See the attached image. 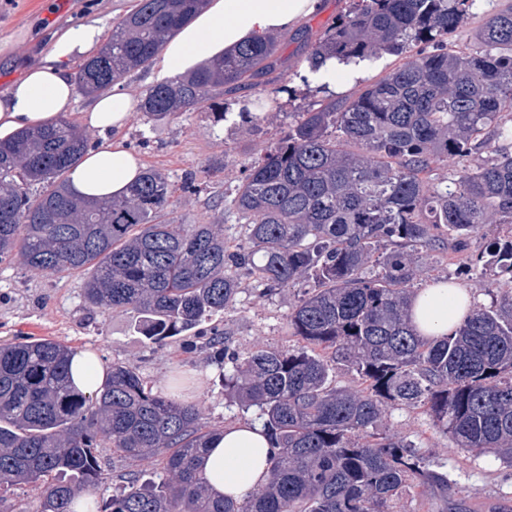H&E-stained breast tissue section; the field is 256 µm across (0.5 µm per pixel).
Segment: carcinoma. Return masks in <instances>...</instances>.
<instances>
[{
    "label": "carcinoma",
    "mask_w": 512,
    "mask_h": 512,
    "mask_svg": "<svg viewBox=\"0 0 512 512\" xmlns=\"http://www.w3.org/2000/svg\"><path fill=\"white\" fill-rule=\"evenodd\" d=\"M204 0H139L112 40L75 73L78 93L108 92L148 69ZM475 0H352L336 25L296 39L315 70L330 57L404 62L342 99L296 113L263 156L244 165L224 206L243 222L235 243L216 224L166 217L169 177L143 171L128 195L75 196L68 172L88 138L64 117L0 145V262L18 256L45 273L92 270L93 308L132 311L144 336H177L232 305L244 270L268 292L306 278L293 305L288 350L231 352L224 331L205 346L245 408L260 410L271 441L267 482L238 501L216 496L198 466L217 430L200 410L112 365L103 388L74 389L78 349L50 339L0 343V512L40 483L33 512H75L104 480V449L160 462L144 481L130 470L88 512H393L420 489L448 503V460L383 427L391 406L420 408L459 448L512 461V300L476 305L454 333L419 336L410 319L411 250L466 253V265L512 282V0L486 15L479 47L456 40ZM280 45L256 37L188 75L145 90L139 111L156 123L270 75ZM490 157L473 165L472 155ZM454 161L450 176L435 164ZM487 224L506 232L470 253ZM342 364L357 389L330 379Z\"/></svg>",
    "instance_id": "1"
}]
</instances>
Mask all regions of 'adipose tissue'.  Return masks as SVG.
<instances>
[{
	"instance_id": "1",
	"label": "adipose tissue",
	"mask_w": 512,
	"mask_h": 512,
	"mask_svg": "<svg viewBox=\"0 0 512 512\" xmlns=\"http://www.w3.org/2000/svg\"><path fill=\"white\" fill-rule=\"evenodd\" d=\"M319 6V0H209L203 11L167 43L156 64L159 78H172L202 59L229 50L258 35H274L300 26ZM102 39L98 25L70 27L58 34L50 55L0 97V141L22 129L55 122L72 110L75 89L69 63L92 55ZM374 66L370 59L331 58L304 75L313 85L332 92L343 82H357ZM134 110L123 94H103L91 100L83 125L103 132L104 139L88 150L69 174L72 190L82 196L119 198L143 171L118 133ZM471 294L456 284L430 283L419 288L411 303L413 324L422 336L440 337L455 329L469 313ZM270 441L263 428L251 422L226 425L214 436L199 466L214 494L235 499L265 483Z\"/></svg>"
}]
</instances>
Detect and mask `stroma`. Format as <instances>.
<instances>
[{"instance_id": "stroma-1", "label": "stroma", "mask_w": 512, "mask_h": 512, "mask_svg": "<svg viewBox=\"0 0 512 512\" xmlns=\"http://www.w3.org/2000/svg\"><path fill=\"white\" fill-rule=\"evenodd\" d=\"M138 0H0V94L41 64L56 32L94 23L111 31L116 21L135 9ZM280 62L272 80L224 95L227 111L236 123L215 122L209 106H201L161 123L151 124L141 112H132L123 138L145 167L166 173L179 182L193 175L196 188L175 194L171 217L187 224L222 225L224 237L236 241L243 229L236 217L217 201L237 186L245 163L264 154L286 130L290 113L329 93L306 82L305 55L292 32L278 34ZM414 287L443 276H456L477 303L503 302L512 284L494 282L482 271H463V257L420 251ZM85 275H51L19 260L0 263V341L21 342L51 338L90 351L105 365L123 364L145 378L155 392L169 394L175 378H182L185 401L198 404L206 425L224 427L237 421L257 422V408L242 409L226 394L207 351L199 349L196 331L154 342L138 332L135 315L88 308L83 299ZM309 281L259 294L255 282L241 278L232 307L214 316L232 348L248 352L259 348L287 349L296 339L288 314ZM385 424L391 432L419 442L423 448L448 456L460 487L457 495L469 512H499L512 507V466L494 453H476L456 447L450 436L438 432L419 409L390 408Z\"/></svg>"}]
</instances>
